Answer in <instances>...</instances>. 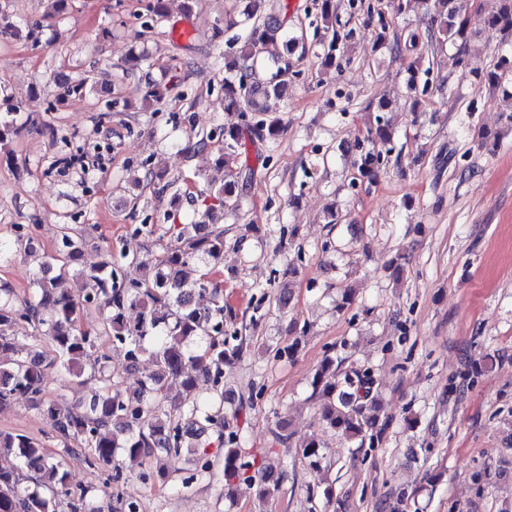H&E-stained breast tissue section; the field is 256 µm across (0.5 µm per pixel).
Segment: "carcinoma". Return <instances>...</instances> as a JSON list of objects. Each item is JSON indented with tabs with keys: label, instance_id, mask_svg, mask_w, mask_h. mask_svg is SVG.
<instances>
[{
	"label": "carcinoma",
	"instance_id": "cac0c4a2",
	"mask_svg": "<svg viewBox=\"0 0 512 512\" xmlns=\"http://www.w3.org/2000/svg\"><path fill=\"white\" fill-rule=\"evenodd\" d=\"M488 24L512 31V0H493ZM426 9L439 18L438 33L443 38L468 44L469 35L461 19L462 9L451 0H423ZM303 36L290 35L283 23L268 15L255 21L248 38L234 51L224 54V110L239 113L241 124L218 125L197 141L198 150L219 143L221 154L216 162L229 166L245 145L244 131L258 140L275 138L279 120L267 114L259 97L288 96L289 57L299 47ZM512 62L502 58L493 69L476 75L478 88L494 90ZM260 113L261 118L248 116ZM392 142V131L375 116L359 145L361 153L354 163L358 176L373 182L384 160L383 149ZM199 231L192 224L181 234L180 246L155 259L156 273L150 283H143L123 269L124 259L110 258L86 275V287L75 293L65 287L68 268L79 263L81 251L77 231L72 225L60 227L55 252L41 256L35 288L19 303L13 289L0 285V406L17 396L28 399L29 406L51 418L57 434L64 440L80 442L89 464L113 467L112 484L125 480L123 467L114 465L115 452L121 448L131 462L165 456L178 459L190 439H199L208 430L217 429L224 442V485L239 481L242 462L237 434L227 431L224 420V363L247 353L251 342L241 336L224 337V322L232 317L224 305V291L205 279L207 272L197 261L205 255L215 261L224 253V229L217 224ZM209 294V305L201 312L185 304L186 292ZM96 305L102 312L100 327L92 332L81 328L79 315L86 305ZM140 308L139 319L126 320L127 307ZM30 337L47 338L54 348L53 363L70 371L83 365L100 374L101 392L83 406L74 409L45 393L42 355L23 352L18 344L20 330ZM106 336L112 344L126 349L125 368H135L141 359L151 361L153 370L142 381L140 392L125 395L112 378L116 369L99 352L98 339ZM211 384L212 397L206 403L187 401L171 394L177 382L184 392L196 389L198 382ZM374 380L367 370H353L338 375L334 361L324 360L313 378L319 401L320 419L358 447L374 444L387 424H378L372 414L376 409ZM302 456L317 465L323 457L322 446L314 436L298 442ZM12 455L29 472L33 487L24 485L21 470L0 468V512H59L66 503L70 512H137L133 498H119V510L100 506L86 510L84 495L67 487V473L62 462L52 457L44 445L20 434L0 431V454Z\"/></svg>",
	"mask_w": 512,
	"mask_h": 512
}]
</instances>
